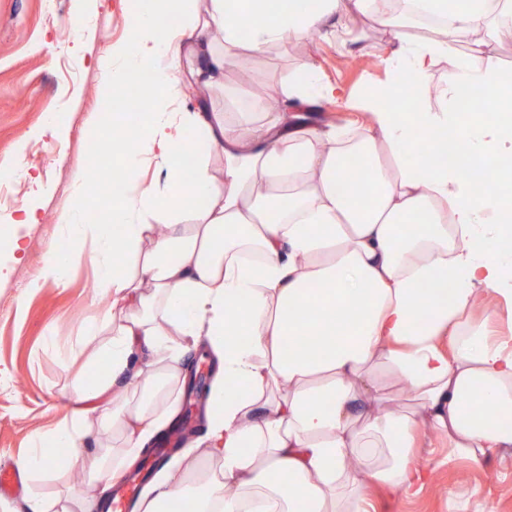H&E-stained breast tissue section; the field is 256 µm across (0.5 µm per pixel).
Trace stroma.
Instances as JSON below:
<instances>
[{
  "label": "stroma",
  "mask_w": 512,
  "mask_h": 512,
  "mask_svg": "<svg viewBox=\"0 0 512 512\" xmlns=\"http://www.w3.org/2000/svg\"><path fill=\"white\" fill-rule=\"evenodd\" d=\"M137 0H110L104 7L85 4L84 18L73 24L75 0H0V166H17L13 184L18 204L27 201L26 174L41 176L48 187L38 201L41 221L21 226L27 251L0 277V467L15 468L37 437L70 411L71 379L87 371L86 358L72 354L70 342L105 302L95 288L90 262L70 271L65 283L32 287L48 254L64 252L70 237L55 222L70 193L78 164H93L89 146L124 111V101L104 99L96 61L110 44L128 36V14ZM357 38L344 40L336 28L317 39L273 45L262 57L236 52L224 69V84L204 88L182 73L174 105L183 112L207 103L222 112L239 101L280 95L282 86L307 62H314L319 85L340 89V100L313 101L315 125L361 126L367 118L355 101L364 82L387 79L390 36L369 15L358 17ZM261 74L253 87L240 88L235 67ZM61 122L64 138L47 127ZM431 477L414 495L402 496L375 486L367 494V512H512V457L491 455L480 461L455 457L447 440L428 436L420 453Z\"/></svg>",
  "instance_id": "stroma-1"
}]
</instances>
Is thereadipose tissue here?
Returning <instances> with one entry per match:
<instances>
[{
    "label": "adipose tissue",
    "instance_id": "1",
    "mask_svg": "<svg viewBox=\"0 0 512 512\" xmlns=\"http://www.w3.org/2000/svg\"><path fill=\"white\" fill-rule=\"evenodd\" d=\"M198 2L141 0L100 64L111 100L152 73L140 125L112 145L127 189L92 219L78 176L57 213L72 246L36 280L63 282L91 258L107 306L76 344L98 340L93 357L107 369L73 378L75 407L17 467L49 473L52 447L69 449L76 468L88 443L98 455L89 490L31 492L25 512H102L104 493L171 424L190 344L218 365L205 439L157 474L139 512L186 498L194 512H366L370 485L402 494L429 478L416 451L424 428L472 460L512 451V226L501 221L512 213V114L495 109L512 84L481 49L457 50L463 34L497 33L492 0H412L444 23L428 40H408L403 16L378 14L397 47L385 93L360 102L368 123L354 129L301 112L337 96L308 69L288 85L289 109L254 101L233 121L204 103L172 105L183 65L197 84L223 85L236 49L262 54L333 20L353 34L375 0H318L304 13L285 0ZM440 62L448 77L434 110L409 89ZM466 86L492 107L480 120L464 117ZM191 129L222 154L220 173L202 161L184 172ZM441 129L452 156L419 160ZM149 161L162 179L145 187ZM477 164L494 192L465 178ZM489 296L499 310H482ZM305 331L319 338L313 349H285ZM392 384L411 392V407H384Z\"/></svg>",
    "mask_w": 512,
    "mask_h": 512
}]
</instances>
